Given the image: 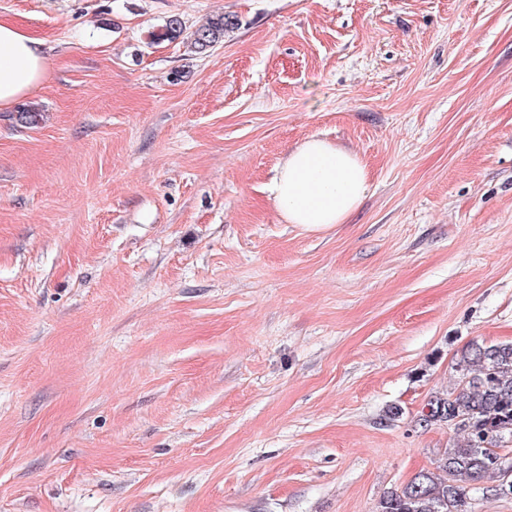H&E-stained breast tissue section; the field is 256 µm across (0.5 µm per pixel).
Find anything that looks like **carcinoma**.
<instances>
[{"instance_id":"obj_1","label":"carcinoma","mask_w":512,"mask_h":512,"mask_svg":"<svg viewBox=\"0 0 512 512\" xmlns=\"http://www.w3.org/2000/svg\"><path fill=\"white\" fill-rule=\"evenodd\" d=\"M233 22L220 15L186 32L178 17L167 20L159 38L190 40L204 52L224 39ZM458 386L447 396L428 402L426 425L447 423L463 436L443 451L434 470H421L400 489L379 499L376 512H472L463 483L483 482L497 495H512L504 487L500 458L512 453V342H472L456 358Z\"/></svg>"}]
</instances>
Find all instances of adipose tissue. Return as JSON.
Masks as SVG:
<instances>
[{"label":"adipose tissue","mask_w":512,"mask_h":512,"mask_svg":"<svg viewBox=\"0 0 512 512\" xmlns=\"http://www.w3.org/2000/svg\"><path fill=\"white\" fill-rule=\"evenodd\" d=\"M45 76L41 41L0 20V108L25 97ZM368 190L359 156L318 138L288 154L272 186L275 203L288 223L314 230L344 223Z\"/></svg>","instance_id":"ef3b65f1"}]
</instances>
